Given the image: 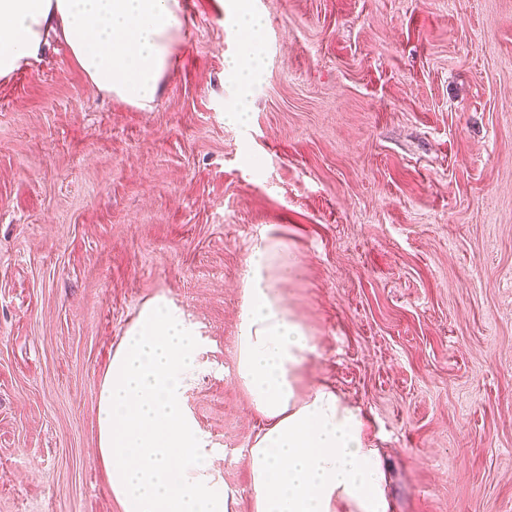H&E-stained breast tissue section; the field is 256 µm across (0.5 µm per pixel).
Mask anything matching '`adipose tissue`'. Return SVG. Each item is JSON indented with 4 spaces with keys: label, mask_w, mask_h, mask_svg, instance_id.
I'll return each instance as SVG.
<instances>
[{
    "label": "adipose tissue",
    "mask_w": 512,
    "mask_h": 512,
    "mask_svg": "<svg viewBox=\"0 0 512 512\" xmlns=\"http://www.w3.org/2000/svg\"><path fill=\"white\" fill-rule=\"evenodd\" d=\"M181 0H0V79L63 40L98 90L148 108L181 26ZM242 55L226 62L244 97L261 67L263 22L235 0ZM224 113L245 124V104ZM242 281L235 378L264 427L248 450L253 512H389L382 452L367 418L331 386H305L316 351L311 329L277 284L295 268L282 241L261 237ZM198 336L165 297L147 301L105 372L97 407V455L121 512H227L214 454L181 396L194 375Z\"/></svg>",
    "instance_id": "adipose-tissue-1"
}]
</instances>
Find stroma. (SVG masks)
I'll list each match as a JSON object with an SVG mask.
<instances>
[{
  "label": "stroma",
  "mask_w": 512,
  "mask_h": 512,
  "mask_svg": "<svg viewBox=\"0 0 512 512\" xmlns=\"http://www.w3.org/2000/svg\"><path fill=\"white\" fill-rule=\"evenodd\" d=\"M152 107L65 46L0 79V512H121L97 458L105 370L141 306L200 340L184 403L230 512L262 422L234 378L262 235L317 349L305 384L369 417L390 512H512V0H184ZM248 0H235L234 12L236 23L244 41V52L241 56L226 61L225 72L234 78L240 86L241 97L239 101L224 113V119L231 124H245L248 112H244L245 101L251 93L256 73L261 67V33L263 30L262 18L255 14L249 6Z\"/></svg>",
  "instance_id": "1"
}]
</instances>
